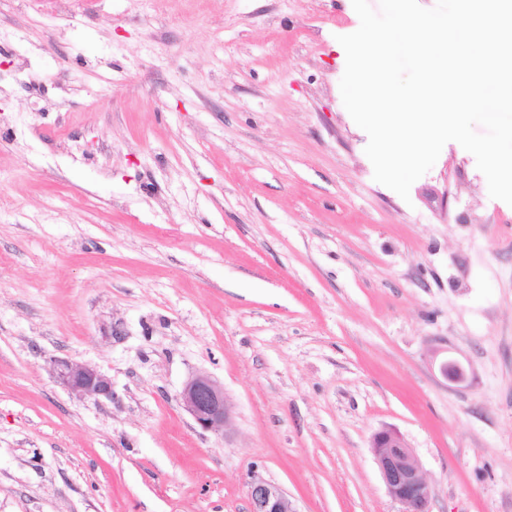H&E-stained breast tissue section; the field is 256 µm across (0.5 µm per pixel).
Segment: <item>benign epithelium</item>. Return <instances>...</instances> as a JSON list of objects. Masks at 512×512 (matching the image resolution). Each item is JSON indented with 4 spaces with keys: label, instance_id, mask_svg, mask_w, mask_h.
Here are the masks:
<instances>
[{
    "label": "benign epithelium",
    "instance_id": "7a95c632",
    "mask_svg": "<svg viewBox=\"0 0 512 512\" xmlns=\"http://www.w3.org/2000/svg\"><path fill=\"white\" fill-rule=\"evenodd\" d=\"M448 382L462 385L468 380L465 366L454 359L441 363ZM53 378L84 398L112 395L110 379L96 367L68 358L50 360ZM184 409L205 432L218 433L229 424L231 409L224 387L206 374L190 378L180 394ZM371 448L389 496L403 506L402 512H430V489L422 468L394 430L383 428L372 435ZM249 512H297L294 502L278 485L252 473L248 483Z\"/></svg>",
    "mask_w": 512,
    "mask_h": 512
}]
</instances>
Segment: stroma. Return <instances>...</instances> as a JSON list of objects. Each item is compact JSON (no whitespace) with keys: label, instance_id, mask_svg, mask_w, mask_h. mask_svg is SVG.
<instances>
[{"label":"stroma","instance_id":"1","mask_svg":"<svg viewBox=\"0 0 512 512\" xmlns=\"http://www.w3.org/2000/svg\"><path fill=\"white\" fill-rule=\"evenodd\" d=\"M352 0H0V512H512V206L448 142L402 199L340 92ZM112 381L88 399L49 361ZM459 360L467 384L439 365ZM223 385L226 432L179 395ZM371 448L387 493L403 506L402 512H431L429 485L404 439L383 428L372 435ZM248 499L249 512H298L283 489L255 472L248 483Z\"/></svg>","mask_w":512,"mask_h":512}]
</instances>
